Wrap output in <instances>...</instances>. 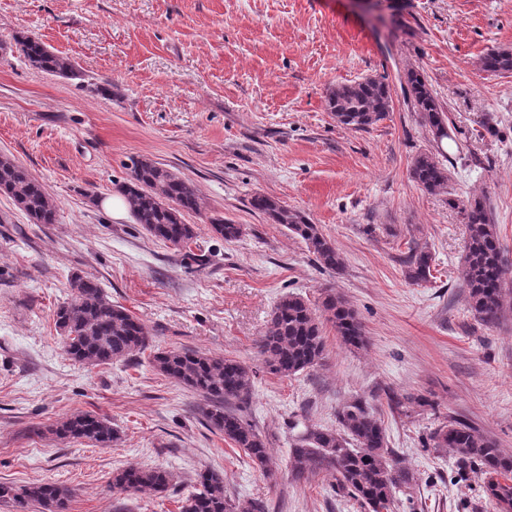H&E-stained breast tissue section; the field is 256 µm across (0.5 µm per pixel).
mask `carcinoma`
Returning a JSON list of instances; mask_svg holds the SVG:
<instances>
[{"instance_id": "carcinoma-1", "label": "carcinoma", "mask_w": 512, "mask_h": 512, "mask_svg": "<svg viewBox=\"0 0 512 512\" xmlns=\"http://www.w3.org/2000/svg\"><path fill=\"white\" fill-rule=\"evenodd\" d=\"M16 45L34 69L52 75L75 78L78 71L72 60L48 49L39 39L20 35ZM482 68L490 73L512 71V51L486 54ZM407 92L424 126L435 141L448 138L447 113L434 96L425 77L407 74ZM392 96L384 77H366L333 88L328 108L337 121L352 130H366L391 110ZM128 177L116 185L135 222L153 238L177 248L194 242V225L184 222V214L199 209L193 183L180 173L165 168L146 156L134 157L127 166ZM411 178L424 191L448 193L450 173L431 152L418 154L411 167ZM0 191L13 198L33 224H52L56 206L42 185L22 166L0 157ZM254 210L273 224H280L301 238L324 269L336 271L343 259L336 245L300 211L281 201L257 194L251 198ZM466 251L462 263V285L467 289L475 318L485 325L497 323L504 305L503 288L508 265L496 224L481 199L464 206ZM213 231L224 241L243 235V227L230 220L211 219ZM432 254L427 244L415 243L406 261L408 280L419 283L431 276ZM71 298L58 306L56 326L65 338L70 359L85 365L125 362L135 353L149 348L143 326L123 306L114 304L98 282L74 273L69 279ZM322 316L300 296L289 294L271 311L261 338L259 354L268 371L292 377L321 363L325 355L321 320L331 323L344 344L360 347L364 327L347 299L333 289L323 293ZM154 368L176 383L213 402L204 412L210 427L224 434V440L241 450L260 469L272 471V458L266 436L243 419L224 409V402L240 399L251 392V373L243 363L228 357L188 349H159L152 355ZM338 428L308 427L291 448L295 476L322 470L336 479V492L368 508L369 512H394L398 489L409 487L410 471L401 465L388 447L383 422L358 399L337 413ZM60 438L83 439L102 448L119 440L117 432L104 418L92 413L73 415L50 429ZM432 448L449 451L457 458L459 479L464 484L480 483L487 499L498 512H512V456L504 455L495 443L468 422L450 417L429 435ZM173 476L161 467L129 465L112 475V488L122 493L145 490L167 491ZM71 490L51 483H32L20 487L0 484V501L14 502L22 509L39 507L46 512H67ZM182 512H268L266 503L253 499L236 503L224 494V475L199 474L198 483L188 493Z\"/></svg>"}]
</instances>
